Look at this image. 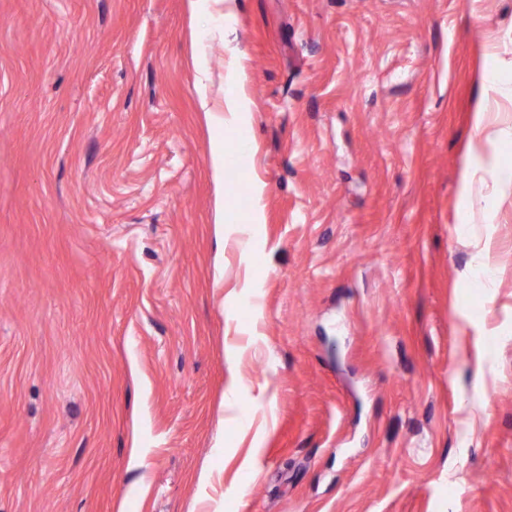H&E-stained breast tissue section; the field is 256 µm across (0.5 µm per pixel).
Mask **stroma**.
Listing matches in <instances>:
<instances>
[{
  "label": "stroma",
  "instance_id": "obj_1",
  "mask_svg": "<svg viewBox=\"0 0 512 512\" xmlns=\"http://www.w3.org/2000/svg\"><path fill=\"white\" fill-rule=\"evenodd\" d=\"M483 96L512 0H0V512H512ZM196 65L199 72L198 82L200 85L201 104L205 109L210 125L219 131L218 135H221L220 132H223V130L227 129L229 126L241 127L242 113L240 112H248L246 102L233 90V86L229 85L224 91L223 104L220 107L210 108L207 102L206 84L204 83V81L208 79L204 54L196 58ZM249 138L247 135L239 137L237 147L234 152L228 153L224 147L223 136L214 140L211 150V164L214 179L224 188V177L228 167H242L247 154L249 153ZM234 160V162H232Z\"/></svg>",
  "mask_w": 512,
  "mask_h": 512
}]
</instances>
